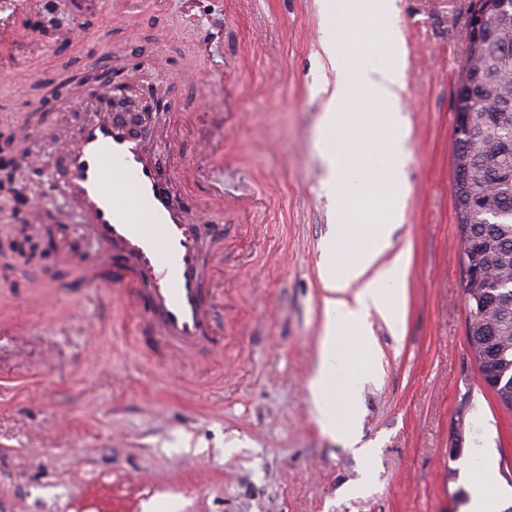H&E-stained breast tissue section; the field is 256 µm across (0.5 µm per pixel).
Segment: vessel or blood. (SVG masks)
Returning a JSON list of instances; mask_svg holds the SVG:
<instances>
[{
	"mask_svg": "<svg viewBox=\"0 0 512 512\" xmlns=\"http://www.w3.org/2000/svg\"><path fill=\"white\" fill-rule=\"evenodd\" d=\"M38 2L0 0V31L25 39L11 16ZM180 118L177 112L168 117L170 133L160 148L169 162L163 166L151 151L147 124H133L121 113L86 115L72 138L57 147L52 172L97 244L93 259L70 256L71 285L117 289L150 344L164 355L194 360L215 349L214 297L206 266L224 247L222 233L199 223L198 214L223 210L224 196L196 195L194 187L204 173L200 160L207 152L201 148L195 158L183 159L175 135ZM15 151L18 163L44 164L26 130H19ZM114 171L120 180H111ZM119 197L124 207L116 206Z\"/></svg>",
	"mask_w": 512,
	"mask_h": 512,
	"instance_id": "b4317fda",
	"label": "vessel or blood"
}]
</instances>
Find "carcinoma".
<instances>
[{
  "label": "carcinoma",
  "instance_id": "obj_1",
  "mask_svg": "<svg viewBox=\"0 0 512 512\" xmlns=\"http://www.w3.org/2000/svg\"><path fill=\"white\" fill-rule=\"evenodd\" d=\"M499 25L495 45L501 52L492 56L493 66L502 70L499 84L482 89L463 108L492 113L498 143L508 146L509 154L497 157L495 147L487 145L480 128L474 127L470 135L455 139L454 155L468 157L470 167H454L452 183L463 262L476 257L479 278L496 284L486 295L485 306L495 305L492 312L476 308L471 299L466 301L468 331L481 337L485 327H497L490 349L512 347V303L494 304L502 289L512 288V109L500 111L503 96L512 92V0H506ZM491 391L512 412V375Z\"/></svg>",
  "mask_w": 512,
  "mask_h": 512
}]
</instances>
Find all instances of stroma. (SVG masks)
Here are the masks:
<instances>
[{"mask_svg": "<svg viewBox=\"0 0 512 512\" xmlns=\"http://www.w3.org/2000/svg\"><path fill=\"white\" fill-rule=\"evenodd\" d=\"M127 0L128 33H113L112 0L81 11L45 0L18 12L22 44H1L9 77L0 113L25 126L44 156L71 136L100 93L91 58L115 71L141 63V82L195 112L196 143L215 149L207 194L224 188V252L211 265L223 357L160 364L118 292L72 288L43 303L33 285L65 277V246L41 262L0 265V512H468L453 500L492 460L512 505V413L480 381L466 339L461 244L451 185L453 98L466 54L469 0H396L408 50L410 154L404 219L391 253L409 252L404 319L372 324L374 352L351 337L360 391L358 446L324 433L309 392L324 320L319 265L336 222L326 186L315 89L336 80L322 49L335 25L345 64L385 63L379 22L333 23L321 0ZM71 32L57 47L59 32ZM38 67L34 84L27 70ZM194 67L215 85L180 84ZM348 136L378 173L370 200L394 191L366 115ZM19 182L41 224L65 225L86 256L95 245L60 182Z\"/></svg>", "mask_w": 512, "mask_h": 512, "instance_id": "stroma-1", "label": "stroma"}]
</instances>
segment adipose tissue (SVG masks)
<instances>
[{
  "label": "adipose tissue",
  "mask_w": 512,
  "mask_h": 512,
  "mask_svg": "<svg viewBox=\"0 0 512 512\" xmlns=\"http://www.w3.org/2000/svg\"><path fill=\"white\" fill-rule=\"evenodd\" d=\"M324 7L340 21L362 14L384 22L382 36L392 52L381 67L354 70L342 66L335 39L323 42L324 53L336 67L335 83L321 89L326 127L335 132L338 141L336 148L325 154L328 181L338 188L336 200L341 209H354L355 221L337 222L320 264L326 320L319 340V367L309 390L322 430L352 441L356 438L358 393L365 376L349 363L348 339L359 336L370 341L373 317L396 326L405 309L402 285L409 256L402 252L388 261L384 255L391 245V229L402 222L406 208L407 192L400 178L410 136L403 113L408 63L404 38L394 23L395 0H325ZM355 100L381 107L375 121L389 157L384 176L394 184L395 192L380 213L361 206L368 192L358 176L360 153L344 129Z\"/></svg>",
  "instance_id": "obj_1"
}]
</instances>
